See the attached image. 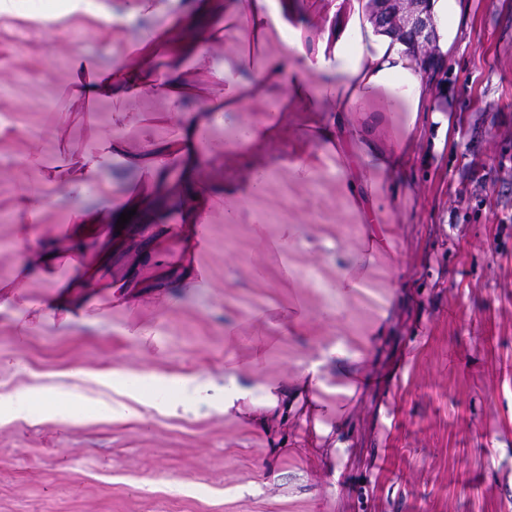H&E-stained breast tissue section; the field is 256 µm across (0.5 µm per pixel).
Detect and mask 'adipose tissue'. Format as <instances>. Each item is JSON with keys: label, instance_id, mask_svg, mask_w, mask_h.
<instances>
[{"label": "adipose tissue", "instance_id": "obj_1", "mask_svg": "<svg viewBox=\"0 0 512 512\" xmlns=\"http://www.w3.org/2000/svg\"><path fill=\"white\" fill-rule=\"evenodd\" d=\"M429 8L437 25L438 46L441 52H449L458 35L462 0H430ZM307 20L300 0H226L221 7L215 0H195L191 14L164 20L160 25L163 38L174 50L172 65L162 76L149 65L153 52L149 46L142 48L136 65L117 63L102 73L96 72L81 50H74V73L66 92L70 106L96 99L127 104L147 88L176 109L185 90L181 71L187 62L201 57L220 37L234 44L235 58L233 64L213 73L222 88L221 98L202 100L199 109L206 112V119H183L175 143L155 144L144 152L132 153L124 141L108 134L95 149L72 157L50 178L40 180L25 193L22 207L33 217L49 205L51 188L67 187L74 198L69 208L68 239L74 252L93 255L81 277L45 303L46 311L66 323L74 320L85 303L83 289L93 286L104 267L113 226L121 213L131 212L132 223L148 224L175 196L186 224H195L199 217L197 204L202 199L196 190V175L209 165L211 157L201 136L204 121L219 123L234 118L272 87L282 88L289 109L310 113L318 139L340 158L336 175L345 197L362 222L373 227L371 246H389V238L374 230L378 213L371 195L382 184L398 182L404 168V146L420 131L424 117L435 122L443 119L441 112H424L434 94L429 63L407 44L375 27L368 0H324L316 25L308 26ZM273 34L290 46L289 60L265 54V42ZM393 112L400 116L401 133L392 144L384 146L376 130ZM351 149L361 158V170H353L343 160ZM173 158L179 159L183 171L181 188L175 195L168 191L166 181V166ZM106 160L140 171L148 179V188L113 194L111 183L101 177V165ZM91 188L109 197L107 214L82 203V196ZM361 359V353L337 346L321 358L304 363L296 384L317 406V432L329 433L323 417L337 411V397L355 394L360 377L353 366ZM328 364L336 368V383L332 386L324 379L323 368ZM282 394L277 382L253 388L240 385L234 373L224 375L225 410L249 418L258 413H278ZM7 403L15 414L25 413L31 405H41L62 424L75 422L79 414L77 401L65 391L23 389L8 396Z\"/></svg>", "mask_w": 512, "mask_h": 512}]
</instances>
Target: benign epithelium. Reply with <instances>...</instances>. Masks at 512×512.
Segmentation results:
<instances>
[{"mask_svg":"<svg viewBox=\"0 0 512 512\" xmlns=\"http://www.w3.org/2000/svg\"><path fill=\"white\" fill-rule=\"evenodd\" d=\"M430 0H372L376 27L407 41L431 63L430 75L438 73L436 26L428 9Z\"/></svg>","mask_w":512,"mask_h":512,"instance_id":"1","label":"benign epithelium"}]
</instances>
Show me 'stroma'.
<instances>
[{"label":"stroma","mask_w":512,"mask_h":512,"mask_svg":"<svg viewBox=\"0 0 512 512\" xmlns=\"http://www.w3.org/2000/svg\"><path fill=\"white\" fill-rule=\"evenodd\" d=\"M128 3L94 0L114 12L109 24L67 11L65 0H16L0 14V285H18L20 298L54 293L39 275L17 278L21 194L64 150L113 129L107 100L62 113L71 51L104 66L125 61L152 25L129 16ZM465 5L433 79L431 107L451 123L424 121L404 180L375 196L393 246L376 256L363 290L346 300L334 291L366 234L340 189L336 157L325 154L314 178L292 173L303 116L275 111L271 90L205 136L219 149L206 179L247 195L230 219L224 199L208 206L207 240L188 259H171L181 247L169 232L182 221L175 206L113 235L100 277L131 286L119 297L86 289V322L30 325L24 310L0 311V396L66 389L87 411L109 402L129 410L70 425L39 409L19 418L0 411V512H512V0ZM234 54L215 45L187 67L194 94L182 111L217 94L212 73ZM169 110L149 93L132 105L129 151L174 137ZM262 123L279 125L280 139L243 156L244 129ZM258 174L262 184L250 191ZM148 249L167 264H144ZM187 271L204 288L178 284ZM272 306L256 330L252 315ZM144 328L146 348L134 335ZM258 340L267 351L254 369L245 359ZM337 344L364 353L365 382L343 398L344 424L322 437L294 379ZM230 366L244 385L281 382L282 412L249 420L190 393L176 409L147 408L97 378L156 372L220 382ZM328 448L345 455L333 469Z\"/></svg>","instance_id":"obj_1"}]
</instances>
